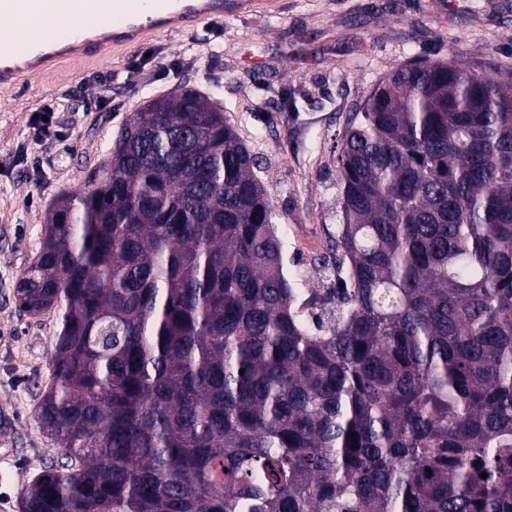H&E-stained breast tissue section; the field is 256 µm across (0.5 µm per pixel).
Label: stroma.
I'll return each mask as SVG.
<instances>
[{
	"label": "stroma",
	"mask_w": 512,
	"mask_h": 512,
	"mask_svg": "<svg viewBox=\"0 0 512 512\" xmlns=\"http://www.w3.org/2000/svg\"><path fill=\"white\" fill-rule=\"evenodd\" d=\"M432 0H247L245 12L165 33L106 61L66 62L0 88V512H21L22 487L61 448L37 424L63 310H19L16 285L35 261L45 214L80 189L123 124L179 84L215 96L259 166L286 268L329 255L336 235V152L347 118L382 76L417 60L512 67V0H464L455 19ZM201 57L184 61L183 51ZM112 75L108 93L98 79ZM65 99L52 138L46 105Z\"/></svg>",
	"instance_id": "1"
}]
</instances>
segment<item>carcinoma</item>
Listing matches in <instances>:
<instances>
[{
  "mask_svg": "<svg viewBox=\"0 0 512 512\" xmlns=\"http://www.w3.org/2000/svg\"><path fill=\"white\" fill-rule=\"evenodd\" d=\"M62 193L16 286L64 302L24 512H512V69L383 76L336 144L333 288L194 90ZM487 477H480L481 473Z\"/></svg>",
  "mask_w": 512,
  "mask_h": 512,
  "instance_id": "carcinoma-1",
  "label": "carcinoma"
}]
</instances>
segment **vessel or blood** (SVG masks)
<instances>
[{"instance_id": "obj_1", "label": "vessel or blood", "mask_w": 512, "mask_h": 512, "mask_svg": "<svg viewBox=\"0 0 512 512\" xmlns=\"http://www.w3.org/2000/svg\"><path fill=\"white\" fill-rule=\"evenodd\" d=\"M224 0H0V86L26 75L20 60H106L146 43L165 24L223 15Z\"/></svg>"}]
</instances>
